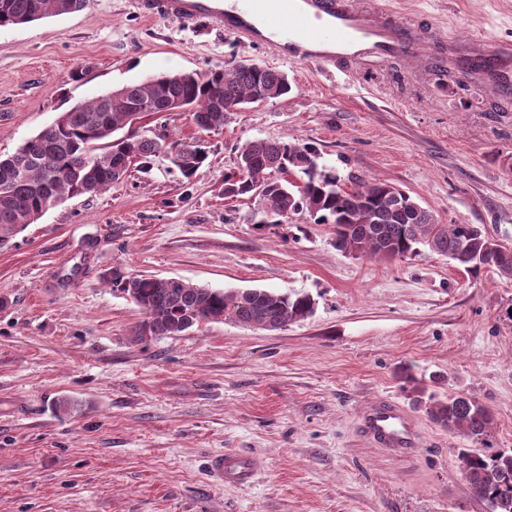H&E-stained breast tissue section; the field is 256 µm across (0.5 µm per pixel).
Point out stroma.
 Here are the masks:
<instances>
[{"label": "stroma", "mask_w": 512, "mask_h": 512, "mask_svg": "<svg viewBox=\"0 0 512 512\" xmlns=\"http://www.w3.org/2000/svg\"><path fill=\"white\" fill-rule=\"evenodd\" d=\"M433 31L512 41V0H388ZM367 58L322 73L206 23L140 15L137 0L0 27V155L61 112L123 85L244 61L287 75L285 97L203 132L189 113L148 114L154 134L205 143L192 177L167 158L97 195L69 198L0 249V512H490L463 481L466 439L433 423L416 392L467 394L512 448V281L447 257L357 259L307 214L251 223L224 195L235 147L315 145L342 182L386 180L445 224L512 247V99L496 111L473 80ZM238 290L305 292L307 319L278 331L204 323L146 343L115 275ZM74 401L71 412L57 399ZM381 397L418 423L402 456L360 418ZM255 463L219 484L212 456Z\"/></svg>", "instance_id": "1"}]
</instances>
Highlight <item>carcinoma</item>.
Returning <instances> with one entry per match:
<instances>
[{"mask_svg":"<svg viewBox=\"0 0 512 512\" xmlns=\"http://www.w3.org/2000/svg\"><path fill=\"white\" fill-rule=\"evenodd\" d=\"M87 0H0V26L26 24L82 10ZM287 77L268 67L232 63L222 69L165 73L124 85L61 113L27 139L13 154L0 157V248L59 202L97 195L112 187L134 163L145 170L164 154L184 177L208 158L207 147L168 136H148L134 123L133 108L154 112L185 108L203 131L224 128V105L260 104L287 95ZM237 170L224 176V196L255 198L250 220L286 224L306 213L333 229L338 250L359 258L394 261L420 254V248L448 257L473 274L489 268L512 280V252L475 224H444L430 209L385 180L361 182L347 190L336 170L318 163L315 148L302 142L257 139L236 147ZM295 173V184L284 175ZM129 295L145 320L135 335L172 336L195 325L230 321L244 326L282 329L313 313L308 294L262 289L226 292L164 280L151 275L112 279ZM428 417L452 434L477 444L458 451L459 471L472 493L512 512V450L490 447L492 411L476 398L457 395L425 401Z\"/></svg>","mask_w":512,"mask_h":512,"instance_id":"1","label":"carcinoma"}]
</instances>
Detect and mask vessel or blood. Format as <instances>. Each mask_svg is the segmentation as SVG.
<instances>
[{
    "instance_id": "b4317fda",
    "label": "vessel or blood",
    "mask_w": 512,
    "mask_h": 512,
    "mask_svg": "<svg viewBox=\"0 0 512 512\" xmlns=\"http://www.w3.org/2000/svg\"><path fill=\"white\" fill-rule=\"evenodd\" d=\"M140 13L186 24L209 20L236 39L269 47L282 60L318 68L368 57L415 64L425 39L418 24L395 19L363 0H138ZM455 62L501 98L512 97V42L483 38L449 42L437 66ZM364 430L381 446L407 452L418 445L413 423L388 400L362 419ZM210 469L220 480L247 482L250 460L224 454Z\"/></svg>"
}]
</instances>
